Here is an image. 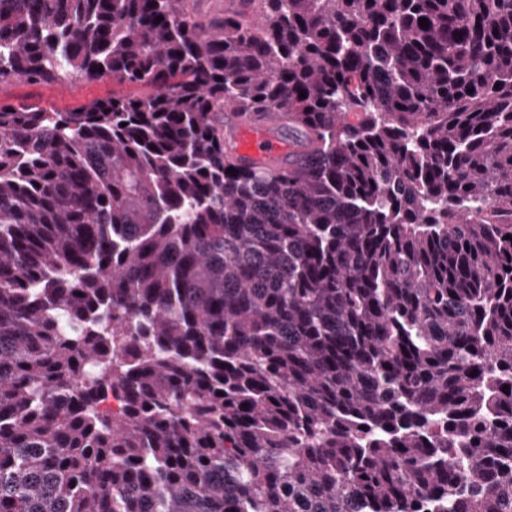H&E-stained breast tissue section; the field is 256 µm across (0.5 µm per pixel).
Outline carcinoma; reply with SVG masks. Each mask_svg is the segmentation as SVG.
Returning a JSON list of instances; mask_svg holds the SVG:
<instances>
[{
	"label": "carcinoma",
	"mask_w": 512,
	"mask_h": 512,
	"mask_svg": "<svg viewBox=\"0 0 512 512\" xmlns=\"http://www.w3.org/2000/svg\"><path fill=\"white\" fill-rule=\"evenodd\" d=\"M108 77L0 104V512H512V0H0ZM144 89L120 83L112 78L74 84L32 85L18 82L0 83V102L37 104L65 111L76 104L115 96L138 95ZM274 122L270 114L251 119L238 135L235 134L236 146L230 156L241 163L258 164L284 154V144L270 132Z\"/></svg>",
	"instance_id": "1"
}]
</instances>
